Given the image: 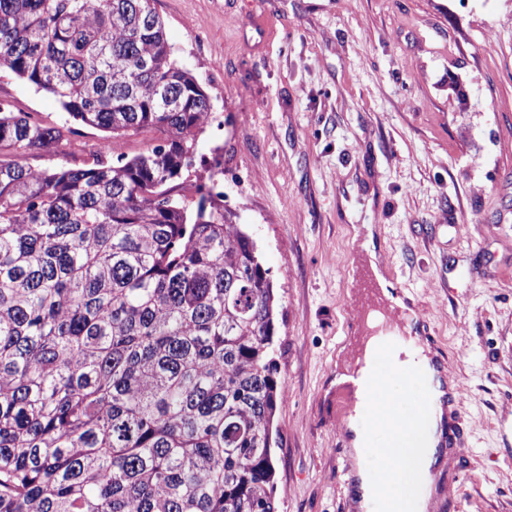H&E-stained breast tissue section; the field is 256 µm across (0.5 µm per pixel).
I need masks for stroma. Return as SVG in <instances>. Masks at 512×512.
I'll return each instance as SVG.
<instances>
[{
	"instance_id": "stroma-1",
	"label": "stroma",
	"mask_w": 512,
	"mask_h": 512,
	"mask_svg": "<svg viewBox=\"0 0 512 512\" xmlns=\"http://www.w3.org/2000/svg\"><path fill=\"white\" fill-rule=\"evenodd\" d=\"M212 117L182 192L224 195L277 299L278 512H345L336 354L354 229L462 390L467 454L432 512H512V0H154ZM0 102L60 128L26 155L81 169L103 131L0 73Z\"/></svg>"
}]
</instances>
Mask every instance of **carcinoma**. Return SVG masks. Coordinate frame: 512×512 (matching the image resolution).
<instances>
[{"mask_svg":"<svg viewBox=\"0 0 512 512\" xmlns=\"http://www.w3.org/2000/svg\"><path fill=\"white\" fill-rule=\"evenodd\" d=\"M153 0H0V71L112 134L87 169L0 104V512H277L275 297L224 194L190 203L212 105ZM159 136V133L155 129L148 127L114 138L112 139L116 149L114 157L117 153H124L128 159L138 155L150 147V145L157 144Z\"/></svg>","mask_w":512,"mask_h":512,"instance_id":"cac0c4a2","label":"carcinoma"}]
</instances>
